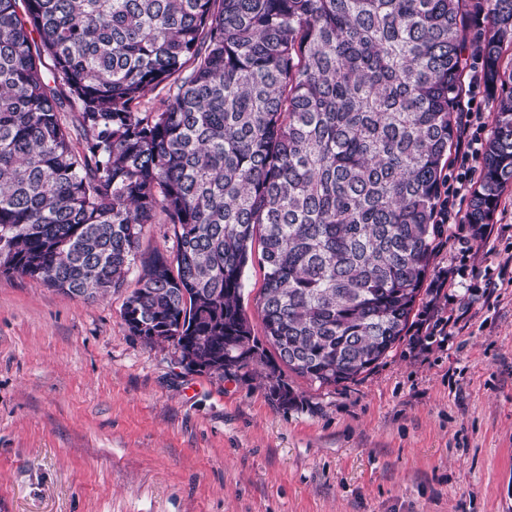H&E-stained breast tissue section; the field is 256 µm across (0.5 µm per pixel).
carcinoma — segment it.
Here are the masks:
<instances>
[{"label": "carcinoma", "instance_id": "1", "mask_svg": "<svg viewBox=\"0 0 512 512\" xmlns=\"http://www.w3.org/2000/svg\"><path fill=\"white\" fill-rule=\"evenodd\" d=\"M510 50L512 0H0V274L94 298L170 224L128 332L296 407L285 371L352 382L434 310L469 53L495 102L474 231L512 185ZM263 276V269L257 262L253 265H249L245 272L246 287L243 297V305L256 336H263L262 318L257 307V298L259 297L263 286Z\"/></svg>", "mask_w": 512, "mask_h": 512}]
</instances>
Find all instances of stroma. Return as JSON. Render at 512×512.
Returning <instances> with one entry per match:
<instances>
[{"label": "stroma", "instance_id": "stroma-1", "mask_svg": "<svg viewBox=\"0 0 512 512\" xmlns=\"http://www.w3.org/2000/svg\"><path fill=\"white\" fill-rule=\"evenodd\" d=\"M441 330L302 401L185 370L95 300L0 276V512H512V187L448 224Z\"/></svg>", "mask_w": 512, "mask_h": 512}]
</instances>
